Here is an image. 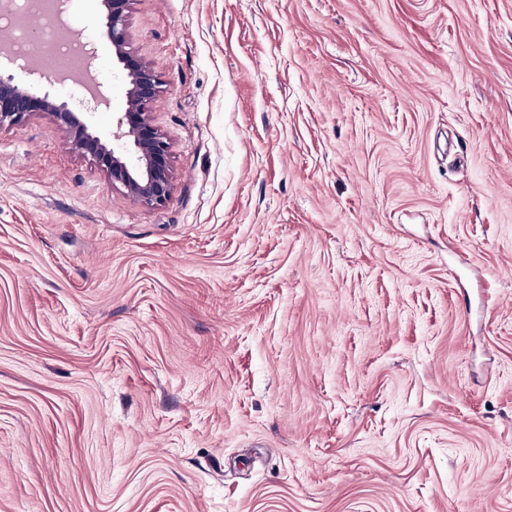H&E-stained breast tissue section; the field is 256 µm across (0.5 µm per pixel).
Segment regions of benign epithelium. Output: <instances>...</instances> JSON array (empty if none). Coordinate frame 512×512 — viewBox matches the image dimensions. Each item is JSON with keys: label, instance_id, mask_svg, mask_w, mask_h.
Instances as JSON below:
<instances>
[{"label": "benign epithelium", "instance_id": "benign-epithelium-1", "mask_svg": "<svg viewBox=\"0 0 512 512\" xmlns=\"http://www.w3.org/2000/svg\"><path fill=\"white\" fill-rule=\"evenodd\" d=\"M130 0H101L103 20L112 55L122 66L125 109L112 142L91 131L84 113L71 110L58 94L32 91L43 80L40 73L18 62L7 48L0 49V129L24 123L36 114H48L69 135L74 152L106 172L112 183L145 207L163 205L169 198L174 172L171 145L153 123L151 110L161 81L154 69L129 47L127 8Z\"/></svg>", "mask_w": 512, "mask_h": 512}]
</instances>
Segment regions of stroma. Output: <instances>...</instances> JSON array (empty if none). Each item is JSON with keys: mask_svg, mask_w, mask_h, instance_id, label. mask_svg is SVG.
I'll use <instances>...</instances> for the list:
<instances>
[{"mask_svg": "<svg viewBox=\"0 0 512 512\" xmlns=\"http://www.w3.org/2000/svg\"><path fill=\"white\" fill-rule=\"evenodd\" d=\"M116 130L100 0H74ZM149 208L0 130V512H512V0H131Z\"/></svg>", "mask_w": 512, "mask_h": 512, "instance_id": "1", "label": "stroma"}]
</instances>
